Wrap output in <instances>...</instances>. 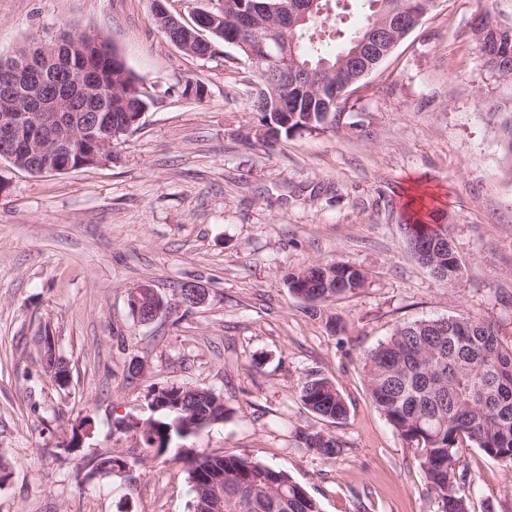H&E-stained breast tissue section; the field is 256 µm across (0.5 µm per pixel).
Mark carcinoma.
Here are the masks:
<instances>
[{
	"mask_svg": "<svg viewBox=\"0 0 512 512\" xmlns=\"http://www.w3.org/2000/svg\"><path fill=\"white\" fill-rule=\"evenodd\" d=\"M295 0H212L205 12L219 22L204 29L196 23L186 28L170 25L164 3L153 0L154 19L164 37L185 54L212 57L214 46L224 41V28L240 24V43L235 45L244 63L257 76L258 87L250 98L257 123L267 127L262 144L274 146L281 138L301 132L324 130L345 111L347 100L327 107V92L336 87V72L354 49V41L371 27L384 30L389 40L401 38L394 27L397 18L419 9L429 10L433 0H366L368 11L359 27L344 38L340 51L331 53L320 33L336 30V18L327 11L309 15L295 27L285 25ZM480 32L494 49L483 56L486 67L512 80V30L499 27L500 19L491 7L480 16ZM87 35L68 30L35 47H22L6 60L0 59V94L3 78L26 94L56 76L99 87L102 96L87 103L104 115V123L70 147L77 160L91 149L97 138L118 145L140 129L131 119L145 111L154 97L145 79L135 75L118 56L85 67L82 52ZM288 70L296 86L288 92V126L282 113L267 111V100L278 93L276 76ZM31 173H53L58 166L48 155L28 152L21 159ZM420 217L404 225L414 257L426 264L423 252L434 241L448 236L445 224L432 225ZM428 267L442 285L456 282L462 267L455 250L436 253ZM366 283L360 268L347 263L315 264L288 274V290L309 302H325L354 294ZM364 379L371 404L384 416L403 442L414 452L440 512H470L462 492V441L486 456L512 463V341L508 342L488 323L471 317L449 316L425 319L397 328L385 341L365 354ZM305 407L326 420H340L347 414L345 398L336 382L318 372L305 374L298 383ZM150 394L155 416L139 428L143 447L161 456L173 436L183 430L198 432L228 414L224 403L210 391L191 392L184 385L153 386ZM306 447L332 458L341 454V443L331 435H304ZM131 461L114 451L93 462V472ZM188 479L193 491V512H211L216 492L224 493V512H320L319 503L285 471L262 461L240 455H202L188 461Z\"/></svg>",
	"mask_w": 512,
	"mask_h": 512,
	"instance_id": "cac0c4a2",
	"label": "carcinoma"
}]
</instances>
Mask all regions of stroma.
<instances>
[{
	"label": "stroma",
	"mask_w": 512,
	"mask_h": 512,
	"mask_svg": "<svg viewBox=\"0 0 512 512\" xmlns=\"http://www.w3.org/2000/svg\"><path fill=\"white\" fill-rule=\"evenodd\" d=\"M487 0H436L351 94L334 128L266 149L248 135L257 78L234 46L184 54L151 0H0V57L60 29L107 39L157 100L111 162L33 174L0 159V512H191L187 461L249 455L288 472L321 512H437L413 453L371 405L363 357L397 327L467 316L512 339V160L499 119L512 81L485 67L471 29ZM204 84V99L183 95ZM495 107L496 116L484 112ZM433 200L463 275L441 285L413 256L408 203ZM350 262L358 293L318 307L285 278ZM206 299L150 324L132 288ZM70 371L58 386L45 342ZM145 363L130 377L132 360ZM316 370L348 406L306 409ZM189 384L229 416L146 455L120 422L150 416V390ZM337 438L325 458L304 432ZM123 450L132 467L91 474ZM470 512H512V463L466 448Z\"/></svg>",
	"instance_id": "obj_1"
}]
</instances>
